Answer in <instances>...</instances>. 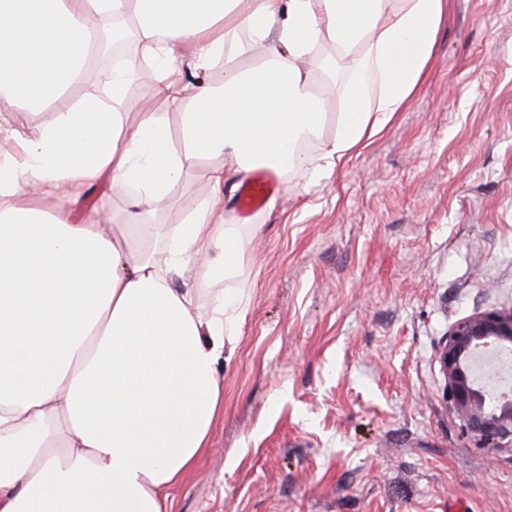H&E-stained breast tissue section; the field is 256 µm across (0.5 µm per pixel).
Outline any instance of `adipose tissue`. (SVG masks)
<instances>
[{
	"mask_svg": "<svg viewBox=\"0 0 512 512\" xmlns=\"http://www.w3.org/2000/svg\"><path fill=\"white\" fill-rule=\"evenodd\" d=\"M116 15L135 21L156 95L184 84L186 45L196 66L226 60L221 83L194 88L180 148L156 113L115 111L129 67L113 68L111 103L71 99ZM447 15L448 0H0V97L57 113L34 140L0 126V512H169L224 412L218 366L241 317L235 293L200 301L240 256L228 177L333 171L407 104ZM329 44L349 77L326 137L314 81ZM247 47L263 54L244 70ZM206 156L224 159L211 196L173 228L143 222ZM101 183L132 199L124 230L42 205ZM150 235L159 255L134 245Z\"/></svg>",
	"mask_w": 512,
	"mask_h": 512,
	"instance_id": "1",
	"label": "adipose tissue"
}]
</instances>
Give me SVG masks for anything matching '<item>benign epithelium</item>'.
<instances>
[{"mask_svg": "<svg viewBox=\"0 0 512 512\" xmlns=\"http://www.w3.org/2000/svg\"><path fill=\"white\" fill-rule=\"evenodd\" d=\"M488 349L512 350V310H478L448 330L437 355L444 390L476 447L512 449V393L490 400V371L481 357Z\"/></svg>", "mask_w": 512, "mask_h": 512, "instance_id": "benign-epithelium-1", "label": "benign epithelium"}]
</instances>
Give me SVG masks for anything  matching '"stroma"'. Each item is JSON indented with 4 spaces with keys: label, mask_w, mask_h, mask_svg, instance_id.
I'll use <instances>...</instances> for the list:
<instances>
[{
    "label": "stroma",
    "mask_w": 512,
    "mask_h": 512,
    "mask_svg": "<svg viewBox=\"0 0 512 512\" xmlns=\"http://www.w3.org/2000/svg\"><path fill=\"white\" fill-rule=\"evenodd\" d=\"M140 72L122 111L179 136L189 91ZM54 109L0 98V124L39 137ZM203 160L152 224L211 193ZM229 182L243 248L201 294L238 292L245 316L219 366L224 415L172 493L171 512H512V450L478 448L443 392L449 328L512 308V0H451L424 82L331 175L296 168L253 215ZM48 211L128 223L126 195L61 189Z\"/></svg>",
    "instance_id": "1"
}]
</instances>
